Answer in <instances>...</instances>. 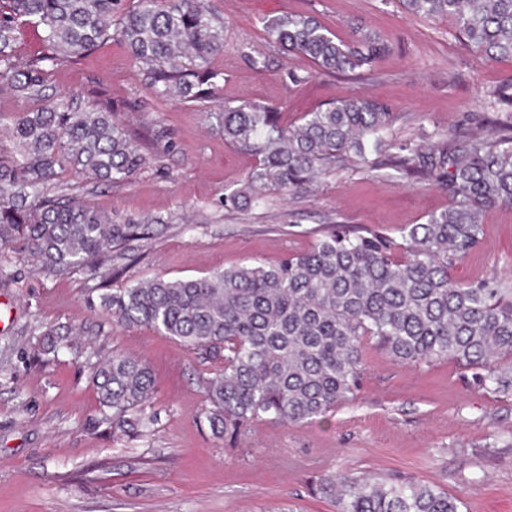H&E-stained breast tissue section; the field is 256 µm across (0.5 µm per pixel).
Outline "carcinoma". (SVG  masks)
<instances>
[{
  "label": "carcinoma",
  "mask_w": 512,
  "mask_h": 512,
  "mask_svg": "<svg viewBox=\"0 0 512 512\" xmlns=\"http://www.w3.org/2000/svg\"><path fill=\"white\" fill-rule=\"evenodd\" d=\"M0 0V92L40 102L4 119L15 155L0 157V250L30 253L46 271L105 275V262L149 233L145 221L114 218L77 201L64 173L100 182L131 180L148 157L96 99L44 100L45 76L114 37L127 47L159 99L215 104L224 142L259 165L224 197L240 210L267 205L275 192L303 188L347 160L372 171L430 180L451 198L424 224L377 232L334 229L302 254L274 265L215 269L192 279L160 276L100 297L115 322L179 341L215 372L205 379L207 420L218 437L242 439L263 420L310 423L356 396L373 341L395 362L451 358L475 369L478 384L512 395V288L495 280L459 284L452 267L484 238L485 212L512 205V127H490L451 143L392 152L394 113L362 93L307 112L286 126L277 110L221 97L224 15L208 0ZM411 14L446 17L457 37L488 60L512 58V0H400ZM42 31L43 51L24 62L21 26ZM285 54L321 72L370 68L384 53L377 35L342 39L312 15L262 19ZM94 382L100 423L145 432L155 380L141 360L114 353ZM317 489L336 512H461L462 501L423 480L389 481L362 472L322 476Z\"/></svg>",
  "instance_id": "cac0c4a2"
}]
</instances>
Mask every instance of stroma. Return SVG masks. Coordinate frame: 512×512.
I'll return each instance as SVG.
<instances>
[{
	"mask_svg": "<svg viewBox=\"0 0 512 512\" xmlns=\"http://www.w3.org/2000/svg\"><path fill=\"white\" fill-rule=\"evenodd\" d=\"M224 16L225 98L279 109L285 124L353 92L389 105L397 145L413 146L512 122L490 91L512 84V59L489 61L454 36L445 19L408 13L400 0H211ZM316 16L337 36L375 32L386 50L371 69L318 73L284 55L260 19ZM273 63L255 68L250 56ZM99 94L111 103L150 163L131 181L69 174L80 201L116 217L155 219L153 235L115 259L108 282L41 270L25 251L0 254V512H335L316 492L329 473L414 477L462 496L463 512H512V398L480 387L447 360L392 361L368 345L356 398L312 423L261 422L248 438L213 435L203 382L211 365L174 339L122 327L103 293L154 276L186 279L217 268L271 265L302 253L330 229L398 237L447 209L428 181L355 165L327 172L307 190L265 208L225 207L224 196L256 167L226 144L206 104L162 101L146 88L123 43L108 40L52 67L45 94ZM461 281L512 283V207L484 216L481 245L452 271ZM63 347L44 353V332ZM151 369L156 421L136 435L112 430L92 380L113 352Z\"/></svg>",
	"mask_w": 512,
	"mask_h": 512,
	"instance_id": "1",
	"label": "stroma"
}]
</instances>
